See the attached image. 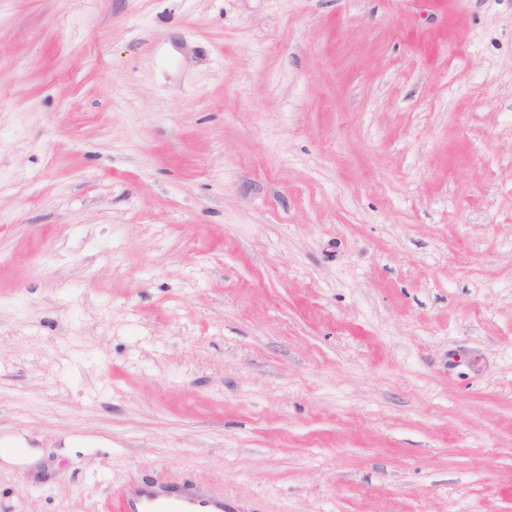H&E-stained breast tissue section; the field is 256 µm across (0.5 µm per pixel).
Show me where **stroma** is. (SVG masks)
Returning a JSON list of instances; mask_svg holds the SVG:
<instances>
[{"label":"stroma","mask_w":512,"mask_h":512,"mask_svg":"<svg viewBox=\"0 0 512 512\" xmlns=\"http://www.w3.org/2000/svg\"><path fill=\"white\" fill-rule=\"evenodd\" d=\"M512 512V0H0V512ZM124 512H224V497H203L191 490L166 494L142 485L118 492Z\"/></svg>","instance_id":"35a3bbf8"}]
</instances>
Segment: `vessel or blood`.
Here are the masks:
<instances>
[{
  "label": "vessel or blood",
  "mask_w": 512,
  "mask_h": 512,
  "mask_svg": "<svg viewBox=\"0 0 512 512\" xmlns=\"http://www.w3.org/2000/svg\"><path fill=\"white\" fill-rule=\"evenodd\" d=\"M123 512H225L220 496L203 497L191 490L166 494L148 485L119 491Z\"/></svg>",
  "instance_id": "vessel-or-blood-1"
}]
</instances>
